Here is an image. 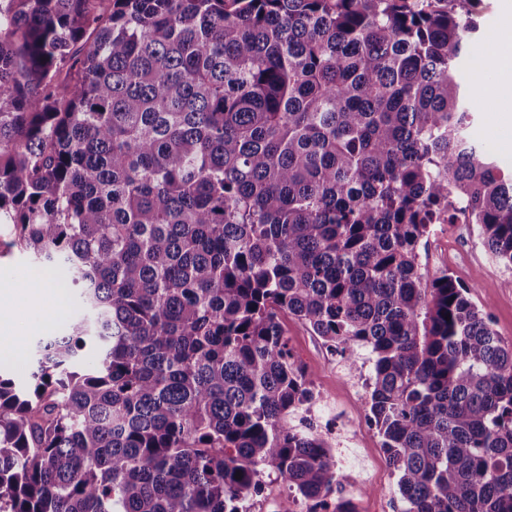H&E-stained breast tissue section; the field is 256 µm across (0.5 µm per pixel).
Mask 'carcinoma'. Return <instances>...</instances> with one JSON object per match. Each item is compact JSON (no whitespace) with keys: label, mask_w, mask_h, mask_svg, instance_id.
I'll use <instances>...</instances> for the list:
<instances>
[{"label":"carcinoma","mask_w":512,"mask_h":512,"mask_svg":"<svg viewBox=\"0 0 512 512\" xmlns=\"http://www.w3.org/2000/svg\"><path fill=\"white\" fill-rule=\"evenodd\" d=\"M475 2L0 0V225L81 309L0 374V512H352L285 312L369 351L403 512H512V344L418 262L462 205L512 269ZM496 112H475L471 135L502 167L512 171V119L495 122ZM312 502L305 501L288 491L281 479L276 475L263 478L262 486L254 497L253 512H271L275 506L280 512H308Z\"/></svg>","instance_id":"carcinoma-1"}]
</instances>
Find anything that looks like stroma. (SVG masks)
<instances>
[{
  "label": "stroma",
  "instance_id": "stroma-1",
  "mask_svg": "<svg viewBox=\"0 0 512 512\" xmlns=\"http://www.w3.org/2000/svg\"><path fill=\"white\" fill-rule=\"evenodd\" d=\"M471 135L502 167L512 170V120L498 123L493 113H475ZM445 254L452 262L451 273L471 286L473 301L489 314L499 337L512 343V271L491 258L481 238L466 224L437 225L435 233L423 240L419 261L434 273ZM280 322L296 365L305 372L313 393L328 403L325 413L310 420V427L333 447L349 450L348 464L356 474L346 482L343 494L354 512H402L398 474L367 420L368 373L351 369L295 317L284 313ZM311 507V502L289 492L281 479L269 475L254 498L253 512H310Z\"/></svg>",
  "mask_w": 512,
  "mask_h": 512
}]
</instances>
